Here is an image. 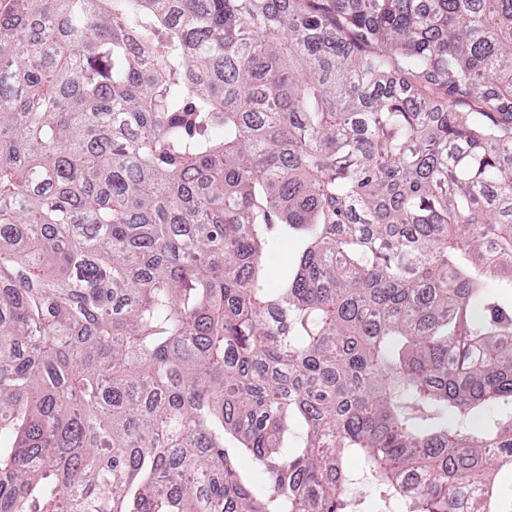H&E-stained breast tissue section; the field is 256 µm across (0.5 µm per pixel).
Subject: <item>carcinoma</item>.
<instances>
[{
    "label": "carcinoma",
    "mask_w": 512,
    "mask_h": 512,
    "mask_svg": "<svg viewBox=\"0 0 512 512\" xmlns=\"http://www.w3.org/2000/svg\"><path fill=\"white\" fill-rule=\"evenodd\" d=\"M8 2L0 512H512V0ZM298 249L299 244L293 240H282L273 246L268 263L267 282L269 288L278 287Z\"/></svg>",
    "instance_id": "cac0c4a2"
}]
</instances>
